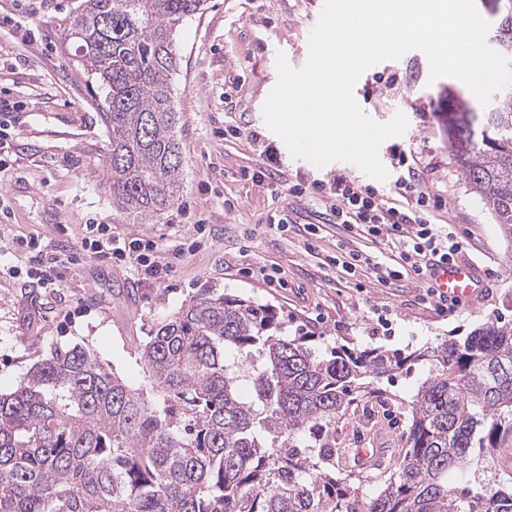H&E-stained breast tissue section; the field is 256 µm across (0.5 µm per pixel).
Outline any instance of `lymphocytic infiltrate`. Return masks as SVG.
<instances>
[{"label":"lymphocytic infiltrate","instance_id":"f902f5d3","mask_svg":"<svg viewBox=\"0 0 512 512\" xmlns=\"http://www.w3.org/2000/svg\"><path fill=\"white\" fill-rule=\"evenodd\" d=\"M397 165L402 173L397 180L400 190L415 194V204L404 208L395 199L386 197L370 185H362L347 177H338L330 187H318L317 194L330 217L345 229H355L370 241H393L400 251L393 264L374 265L368 257L355 250L337 251L336 265L351 278H359L365 269H372L377 282L390 284L408 278L421 283L418 298L441 314L456 312V304L447 302L435 289L424 286L422 280L430 262H457L464 243L453 229L431 221L432 212L441 210V198L420 192L422 172L406 153H399ZM192 246L178 240L167 249L142 237L113 238L108 224L87 225L81 240L83 254L103 258L120 268H134L149 278L159 280L169 275L173 257L191 251Z\"/></svg>","mask_w":512,"mask_h":512}]
</instances>
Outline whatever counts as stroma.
Returning a JSON list of instances; mask_svg holds the SVG:
<instances>
[{
  "instance_id": "obj_1",
  "label": "stroma",
  "mask_w": 512,
  "mask_h": 512,
  "mask_svg": "<svg viewBox=\"0 0 512 512\" xmlns=\"http://www.w3.org/2000/svg\"><path fill=\"white\" fill-rule=\"evenodd\" d=\"M320 3L207 0L204 12L183 21L171 79L183 148L180 198L162 217L137 221L113 207L101 185L108 136L95 93L63 43L61 21L79 0H0V101L10 104L0 112V140L9 146V167L0 172L1 391L54 346L93 350L128 385L151 390L140 354L150 331L199 294L224 295L271 308L283 335H312L320 356L379 348L407 357L408 371L365 377L335 423L337 447H362L384 431L397 450L405 444L416 390L430 375L420 352L464 339L495 319L512 322V241L465 181L443 123L449 94L464 95L475 109L480 103L458 79L430 80L422 52L368 69L359 87L375 122L398 112L406 116V131L381 144L379 159L389 169L395 154L406 150L423 167L422 191L446 203L435 223L452 224L464 242L463 260L488 274L484 302L446 317L420 304L419 289L408 280L385 287L369 279L356 288L342 270L326 265V257L343 244L386 264L393 247L333 224L311 242L300 232V225L316 222L318 206L313 197L291 196L289 186L329 185L341 175L370 181L353 165L334 161L318 168L294 158L264 122L263 105L278 79L276 55L284 53L292 68L303 67ZM267 146L277 154L279 173L258 184L252 176ZM280 211L291 221L288 230L267 222ZM92 220L162 248L179 238L200 239L201 246L161 282L88 258L60 269L55 286L30 275L26 237L74 252ZM265 266L277 268L287 288L269 287L260 275ZM377 306L391 312V335L376 332Z\"/></svg>"
}]
</instances>
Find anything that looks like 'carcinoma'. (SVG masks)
Instances as JSON below:
<instances>
[{"instance_id": "1", "label": "carcinoma", "mask_w": 512, "mask_h": 512, "mask_svg": "<svg viewBox=\"0 0 512 512\" xmlns=\"http://www.w3.org/2000/svg\"><path fill=\"white\" fill-rule=\"evenodd\" d=\"M205 0H81L63 19L110 149L112 206L158 218L179 198L182 147L170 77L175 32ZM499 53L512 59V0H497ZM448 148L471 190L512 240V87L476 112L448 108ZM275 313L201 294L142 345L157 407L94 351L55 347L0 392V512H512V478L493 471L512 440V324L489 322L428 354L406 447L381 491L362 497L336 475L333 424L359 380L403 360L386 351L322 358L279 334ZM250 366L240 390L237 364ZM486 494L448 485L465 469Z\"/></svg>"}]
</instances>
